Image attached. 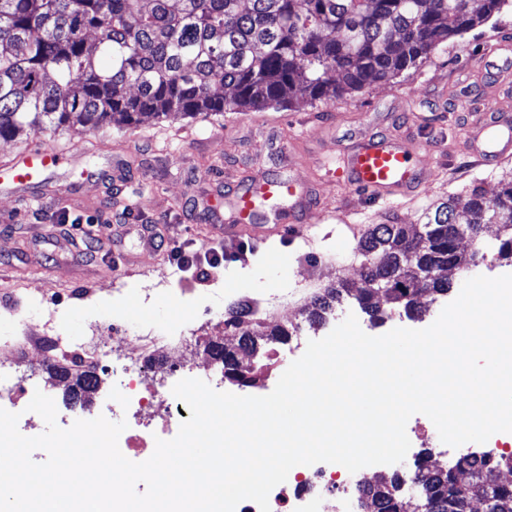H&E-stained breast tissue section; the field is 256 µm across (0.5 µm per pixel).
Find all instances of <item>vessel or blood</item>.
I'll return each instance as SVG.
<instances>
[{"label":"vessel or blood","instance_id":"obj_1","mask_svg":"<svg viewBox=\"0 0 512 512\" xmlns=\"http://www.w3.org/2000/svg\"><path fill=\"white\" fill-rule=\"evenodd\" d=\"M422 145L417 141L404 142L390 137L364 135L355 148L333 156H315L311 164L325 177H344L352 187L374 194L391 192L407 195L423 182L425 172L419 167L415 155ZM483 161H497L512 157V112L492 109L484 114L483 130L474 151ZM66 154L51 148L29 150L22 161L10 171L12 183L28 187L43 171L66 164ZM314 184L273 180L259 176L250 180L234 197L231 215L224 220L220 243L242 240L262 241L270 232L288 234L290 237L307 235L308 225L302 224L303 216L309 215V202L314 195ZM288 198L292 201L293 223L278 225L276 230L256 224L252 220L256 197Z\"/></svg>","mask_w":512,"mask_h":512}]
</instances>
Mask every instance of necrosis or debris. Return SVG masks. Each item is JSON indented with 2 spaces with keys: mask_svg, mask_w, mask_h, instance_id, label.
Instances as JSON below:
<instances>
[{
  "mask_svg": "<svg viewBox=\"0 0 512 512\" xmlns=\"http://www.w3.org/2000/svg\"><path fill=\"white\" fill-rule=\"evenodd\" d=\"M189 336H170L147 332L133 344H124L120 354H113L111 346L100 336H90L82 344H70L63 337L47 329L37 335H23L16 339L13 351L16 357L40 352L47 360L71 372L98 370L103 363L112 368V408L125 412L129 409L161 418L160 431L148 430L141 421L129 424L119 437L123 455L134 462L147 460L155 449L156 434H168L171 425L189 419L186 404L172 393L182 372L202 379L220 370L219 362L200 365L197 362L175 361L163 379L151 381L157 357L186 349ZM358 488L356 474L333 463L319 462L310 466L294 467L286 481L273 488L269 495L270 512H347V505Z\"/></svg>",
  "mask_w": 512,
  "mask_h": 512,
  "instance_id": "obj_1",
  "label": "necrosis or debris"
}]
</instances>
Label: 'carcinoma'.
<instances>
[{"mask_svg":"<svg viewBox=\"0 0 512 512\" xmlns=\"http://www.w3.org/2000/svg\"><path fill=\"white\" fill-rule=\"evenodd\" d=\"M512 0H0V141L77 126L105 129L180 112L190 118L260 112L294 99L335 101L347 89L388 81L451 36L462 35ZM468 223H457V210ZM497 224V254L512 261V179L489 196L476 186L463 200L438 205L426 222L374 224L358 241L364 287L340 281L315 297L312 325L346 298L369 321L382 320L369 285L390 282L386 300L412 318L451 283L428 280L441 264L462 268L472 256L464 234ZM239 310L230 320L237 347L224 350V378L252 387L255 354L290 332L265 333ZM512 454L458 456L443 469L417 464L422 512H512ZM396 475L361 483L358 512H403Z\"/></svg>","mask_w":512,"mask_h":512,"instance_id":"carcinoma-1","label":"carcinoma"}]
</instances>
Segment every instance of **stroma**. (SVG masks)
I'll use <instances>...</instances> for the list:
<instances>
[{
	"label": "stroma",
	"instance_id": "obj_1",
	"mask_svg": "<svg viewBox=\"0 0 512 512\" xmlns=\"http://www.w3.org/2000/svg\"><path fill=\"white\" fill-rule=\"evenodd\" d=\"M500 46L512 56L508 13L450 37L400 76L333 102L299 99L284 110L228 112L218 120L173 112L105 136L79 129L0 142V166L37 146L70 158L43 173L37 187L0 184V361L12 357L9 345L23 329L19 313L38 329L43 304L57 309V331L73 340L94 332L109 337L117 329L133 338L147 328L163 333L194 324L191 352L198 360L212 342L233 335L226 322L242 296L256 304L255 321L295 325L318 338L322 331L309 325L304 309L336 279L361 287L356 246L370 225L392 216L401 224L424 223L448 198L476 186L495 193L512 173V160L487 164L470 153L486 108L512 109V70L489 72L480 64ZM361 131L426 143L428 178L413 196L380 198L339 181L323 183L315 202L323 218L311 244L285 237L232 244L213 263L216 211L225 206L226 192L261 175L310 182L315 173L308 157L337 154ZM74 219L91 224V246L72 238ZM129 224L157 225L189 265L126 233ZM496 231L493 224L483 229L482 259L454 271V290L469 278L506 271ZM447 303L437 298L422 318L410 319L385 302L382 325L364 319L359 325L371 336L423 329Z\"/></svg>",
	"mask_w": 512,
	"mask_h": 512
}]
</instances>
